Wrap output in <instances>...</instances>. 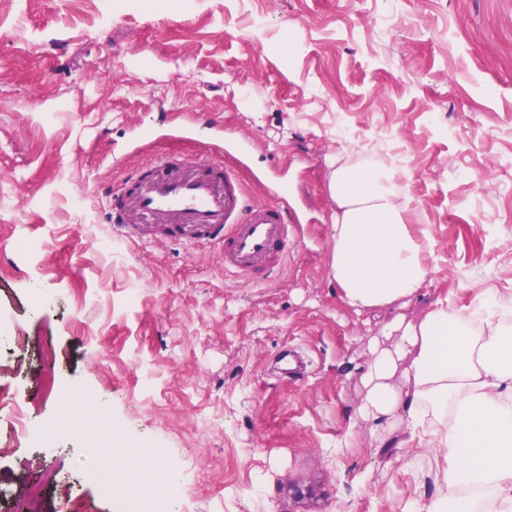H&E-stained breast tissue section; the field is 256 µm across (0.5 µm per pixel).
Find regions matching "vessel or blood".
<instances>
[{
    "label": "vessel or blood",
    "instance_id": "vessel-or-blood-1",
    "mask_svg": "<svg viewBox=\"0 0 512 512\" xmlns=\"http://www.w3.org/2000/svg\"><path fill=\"white\" fill-rule=\"evenodd\" d=\"M165 136L200 139L203 156L187 165L157 157L113 188L110 218L118 236L142 244L219 246L225 273L247 281L256 275L264 283L274 281L293 253V240L305 221L287 181L253 174L269 199L250 201L239 175L249 165V138L225 135L220 126L211 127L203 137L192 123L171 127ZM215 152L234 159V166L209 164L207 157Z\"/></svg>",
    "mask_w": 512,
    "mask_h": 512
}]
</instances>
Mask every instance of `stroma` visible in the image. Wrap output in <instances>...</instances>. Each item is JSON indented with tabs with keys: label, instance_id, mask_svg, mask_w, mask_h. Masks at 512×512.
<instances>
[{
	"label": "stroma",
	"instance_id": "1",
	"mask_svg": "<svg viewBox=\"0 0 512 512\" xmlns=\"http://www.w3.org/2000/svg\"><path fill=\"white\" fill-rule=\"evenodd\" d=\"M264 26L253 31L250 21ZM220 121L253 140L250 167L288 179L307 218L267 286L224 271L220 248L115 237L114 186L149 159L196 158L197 141L128 144ZM353 158L397 149L403 197L432 232L437 272L389 309L348 308L329 277L328 155L336 125ZM124 153L122 165L104 163ZM139 283L136 301L127 298ZM512 296V0H0V300L55 351L84 436L36 448L0 426V512L54 467L41 512H116L158 449L174 512H403L439 487L434 460L378 447L353 417L380 322L420 317L475 288ZM57 301L28 309L31 289ZM299 352L303 377L275 360ZM24 388L34 422H56L36 355L0 390ZM112 409L100 435L99 405ZM96 478H87V470Z\"/></svg>",
	"mask_w": 512,
	"mask_h": 512
}]
</instances>
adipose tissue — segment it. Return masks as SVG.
Segmentation results:
<instances>
[{
  "label": "adipose tissue",
  "instance_id": "1",
  "mask_svg": "<svg viewBox=\"0 0 512 512\" xmlns=\"http://www.w3.org/2000/svg\"><path fill=\"white\" fill-rule=\"evenodd\" d=\"M339 146L329 277L355 311L386 309L431 281V233L411 223L393 168L354 163ZM356 419L388 445L407 430L437 464L441 491L410 512H512V300L439 298L419 319L395 317L373 340Z\"/></svg>",
  "mask_w": 512,
  "mask_h": 512
}]
</instances>
